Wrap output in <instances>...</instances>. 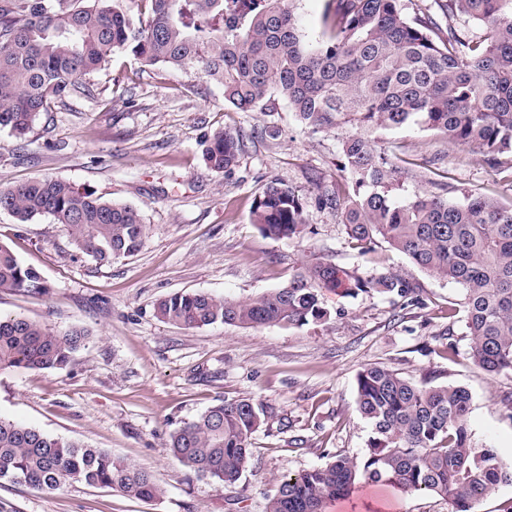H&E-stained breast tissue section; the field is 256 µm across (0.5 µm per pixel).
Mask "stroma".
<instances>
[{
  "label": "stroma",
  "mask_w": 512,
  "mask_h": 512,
  "mask_svg": "<svg viewBox=\"0 0 512 512\" xmlns=\"http://www.w3.org/2000/svg\"><path fill=\"white\" fill-rule=\"evenodd\" d=\"M85 81L91 95L53 104L24 138L0 130V187L44 177L71 182L137 207L146 238L135 256L99 266L76 255L53 217L20 224L0 211V244L50 287L37 297L0 288V316L91 333L63 369L0 371V418L107 450L150 472L162 494L142 501L106 487L46 491L2 480L0 512H263L280 476L365 450L371 428L358 410L356 375L369 364L466 388L476 445L512 463V410L501 401L512 376L472 363L462 289L384 243L359 255L336 213L316 204L341 176L349 128L312 131L276 95L268 109L238 111L195 72L147 67L124 51ZM221 129L253 138L229 175L204 161L209 137ZM370 138L402 159L398 195L438 186L452 202L489 194L512 204L511 178L433 132L378 129ZM436 155L446 156L447 169L429 166ZM273 179L304 202L300 237L274 240L251 222L255 198ZM316 260L362 276L389 269L416 283L423 302L328 291L331 320L302 327L184 328L154 315L155 302L176 292L257 297ZM450 340L456 354L448 358ZM241 397L268 417L251 438L236 494L174 460L168 441L211 405Z\"/></svg>",
  "instance_id": "1"
}]
</instances>
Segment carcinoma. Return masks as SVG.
Returning <instances> with one entry per match:
<instances>
[{"label": "carcinoma", "instance_id": "obj_1", "mask_svg": "<svg viewBox=\"0 0 512 512\" xmlns=\"http://www.w3.org/2000/svg\"><path fill=\"white\" fill-rule=\"evenodd\" d=\"M141 2L134 18L123 0H0V129L27 135L40 113L71 96L116 51L149 67L193 69L243 112L275 92L307 127L351 125L356 132L340 146L345 179L319 195L318 204L340 215L362 251L383 242L460 286L470 359L490 374H512V206L486 195L453 203L429 190L398 200L391 194L398 157L365 137L372 129L415 125L493 166L512 156V0L439 3L444 15L463 14L481 27L480 36L444 27L428 13L411 19L401 0H325L315 41L302 34L296 0ZM246 148L245 134L219 130L204 158L211 170L231 174ZM0 210L20 224L54 217L75 251L99 264L136 255L146 233L136 207L54 178L0 189ZM252 223L274 239L299 236L303 203L271 180L254 201ZM0 287L49 292L40 273L2 244ZM326 291L417 299V286L389 270L361 277L317 261L255 298L177 292L159 299L154 314L191 328L303 326L330 318ZM89 336L84 328L62 332L21 316L0 317V370L63 368ZM356 391L371 426L366 451L281 476L265 512H326L328 503L362 484L435 495L450 512H478L496 488L512 484V464L473 444L465 388L367 365ZM265 420L266 411L250 398L221 401L171 433L170 455L197 476L235 489L250 462V439ZM0 480L41 490L109 487L144 501L162 493L148 472L105 450L2 418Z\"/></svg>", "mask_w": 512, "mask_h": 512}]
</instances>
